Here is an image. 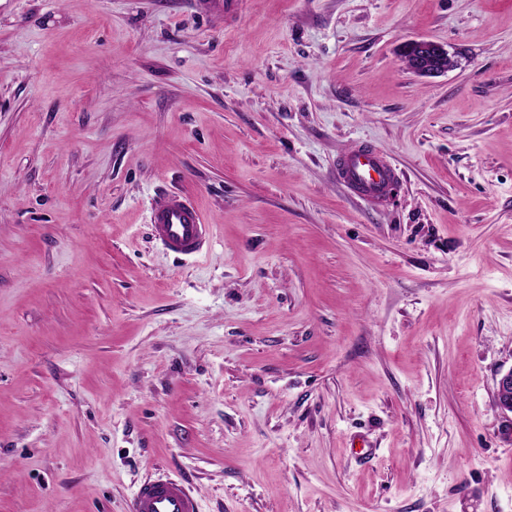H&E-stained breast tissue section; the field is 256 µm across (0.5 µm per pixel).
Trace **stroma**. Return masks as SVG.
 Wrapping results in <instances>:
<instances>
[{"label": "stroma", "mask_w": 512, "mask_h": 512, "mask_svg": "<svg viewBox=\"0 0 512 512\" xmlns=\"http://www.w3.org/2000/svg\"><path fill=\"white\" fill-rule=\"evenodd\" d=\"M510 369L512 0H0V512H512ZM408 67L421 76L445 73L453 66L448 50L441 44L429 40H408L401 47ZM339 176L361 197L376 202L386 197L394 182L392 169L377 152L358 148L343 155L336 164ZM150 224L165 250L184 259L203 253L210 224H205L200 209L184 195L166 197L152 210ZM494 401L502 411L512 414V369L501 373L497 379ZM128 512H200L188 486L178 479L157 477L142 483L134 493Z\"/></svg>", "instance_id": "1"}]
</instances>
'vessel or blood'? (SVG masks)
<instances>
[{
	"instance_id": "1",
	"label": "vessel or blood",
	"mask_w": 512,
	"mask_h": 512,
	"mask_svg": "<svg viewBox=\"0 0 512 512\" xmlns=\"http://www.w3.org/2000/svg\"><path fill=\"white\" fill-rule=\"evenodd\" d=\"M339 176L361 197L383 200L394 174L377 152L358 148L343 155L336 164ZM150 222L163 248L182 258L202 254L209 237L200 209L187 197L174 193L151 212ZM129 512H199L193 492L182 481L157 477L142 483L134 493Z\"/></svg>"
}]
</instances>
